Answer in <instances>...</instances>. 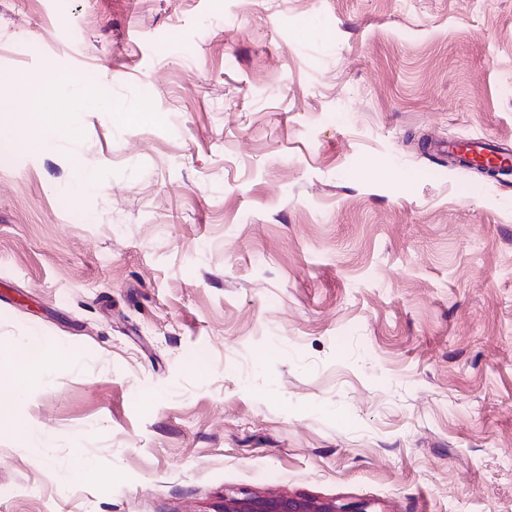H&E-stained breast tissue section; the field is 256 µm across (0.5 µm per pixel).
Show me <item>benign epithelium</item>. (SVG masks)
<instances>
[{
	"label": "benign epithelium",
	"instance_id": "obj_1",
	"mask_svg": "<svg viewBox=\"0 0 512 512\" xmlns=\"http://www.w3.org/2000/svg\"><path fill=\"white\" fill-rule=\"evenodd\" d=\"M219 512H369V504L339 503L279 492H242L224 496V505Z\"/></svg>",
	"mask_w": 512,
	"mask_h": 512
}]
</instances>
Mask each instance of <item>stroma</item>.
<instances>
[{
	"label": "stroma",
	"mask_w": 512,
	"mask_h": 512,
	"mask_svg": "<svg viewBox=\"0 0 512 512\" xmlns=\"http://www.w3.org/2000/svg\"><path fill=\"white\" fill-rule=\"evenodd\" d=\"M1 74L108 109L0 115V341L68 358L0 512H512V181L448 163L512 152V0H0ZM80 95L77 93L75 86L68 83H61L49 93H45L43 98H38L33 112H29L23 122L17 123L13 127V143L15 147L21 150L28 151L35 146L41 148H49L52 145V140L47 139L41 142H36L32 138V131L35 128H42L49 122V108L47 100L49 98L56 100H80ZM457 155L466 163H478L483 158H501V162L507 160L505 165H502L500 172H507L512 167V158L508 154L498 151L488 141L485 140H470L467 142L450 143L448 144V155ZM228 495L218 512H369L365 502L339 503L279 492H239Z\"/></svg>",
	"instance_id": "obj_1"
}]
</instances>
